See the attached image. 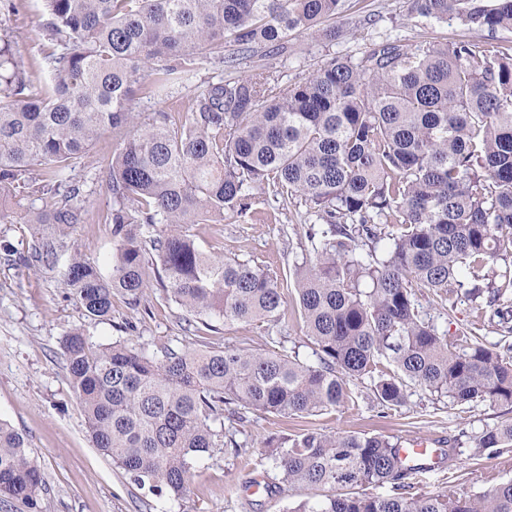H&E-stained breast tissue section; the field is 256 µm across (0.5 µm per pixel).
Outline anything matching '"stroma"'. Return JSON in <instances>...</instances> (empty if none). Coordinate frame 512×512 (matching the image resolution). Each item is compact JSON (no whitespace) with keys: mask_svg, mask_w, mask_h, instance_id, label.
Listing matches in <instances>:
<instances>
[{"mask_svg":"<svg viewBox=\"0 0 512 512\" xmlns=\"http://www.w3.org/2000/svg\"><path fill=\"white\" fill-rule=\"evenodd\" d=\"M37 22V9L30 6L10 16L7 24L19 34L18 48L25 61L34 64L32 78L39 83L45 75L38 68L43 44L37 37ZM335 24L341 34L334 41L313 30L299 31L291 36L287 54L248 57L240 68L248 71L263 65L279 85L287 86L329 58L359 57L375 44L416 45L431 37L491 43L512 54V29L493 33L471 29L454 16L445 22L428 21L409 15L407 0H342ZM222 76L221 68L202 65L185 84L172 87L165 100L140 97L134 109L147 114L162 106L179 108L195 86L218 82ZM112 153V134L107 131L73 171L87 214L85 222L68 235H59L45 224H30V217L43 206L39 197L0 199L5 214L0 221V418L25 437L42 473L40 512H287L290 503L306 499L307 494L280 490L278 472L261 457V442L305 429L382 434L403 446L424 440L436 448L455 449L452 466L419 476L421 494L442 492L452 483L480 494L512 478V451L500 456L474 454L476 436L511 420V406L475 403L464 410L415 385L404 406L386 408L374 399L368 382L351 379L346 402L335 410L304 416H225L224 432L236 445L198 461L185 496L158 498L139 489L91 442L60 356L62 338L69 331L83 329L96 343L124 339L157 358L168 347L269 349L279 337L298 351L302 361L311 363L315 357L300 329L290 287L284 290L281 319L274 326L231 323L211 330L165 299L155 281L140 301L116 295L106 320L94 322L85 316L73 291L63 285L61 273L77 253L95 262L102 273L111 271L112 227L105 218L112 208L108 186ZM317 221L299 200L268 189L257 193L246 213L230 212L223 223L187 224L183 230L205 250L260 266L282 280L294 261L310 252L308 231ZM38 233L53 241L57 263L35 271L25 260ZM414 299L422 315L447 332L449 340H456L468 327L493 350L503 352L512 346V330L491 322L485 299H471L462 291L446 302L422 291Z\"/></svg>","mask_w":512,"mask_h":512,"instance_id":"obj_1","label":"stroma"}]
</instances>
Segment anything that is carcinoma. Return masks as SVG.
Masks as SVG:
<instances>
[{
    "label": "carcinoma",
    "instance_id": "obj_1",
    "mask_svg": "<svg viewBox=\"0 0 512 512\" xmlns=\"http://www.w3.org/2000/svg\"><path fill=\"white\" fill-rule=\"evenodd\" d=\"M38 2L48 43L38 88L16 36H0V196H49L31 223L68 234L85 219L68 172L112 131V272L76 255L62 273L86 316L107 319L116 293L143 297L144 233L156 229L166 298L200 319L274 325L278 278L203 250L180 225L221 224L266 187L324 221L310 234L313 256L294 264L314 364L284 348L169 349L157 360L77 328L64 336L91 440L137 486L183 497L197 460L237 446L215 428L224 411L336 409L349 378L370 379L388 408L404 405L412 385L456 406L512 405V356L448 341L412 300L414 288L465 287L474 300L488 294L498 323L512 320L501 303L512 289V54L464 40L388 43L282 87L265 68L239 71L240 58L288 52L292 33L336 18L341 0ZM409 9L512 29V0H409ZM206 63L233 77L197 86L177 111L133 112L136 96L158 97ZM27 264L53 267L51 242L36 239ZM263 447L283 488L313 492L289 512H512L511 478L479 496L454 486L409 493L425 467L384 435L305 429ZM511 447V420L476 443ZM42 485L25 438L0 420V507L39 512ZM387 485L391 493L375 492Z\"/></svg>",
    "mask_w": 512,
    "mask_h": 512
}]
</instances>
